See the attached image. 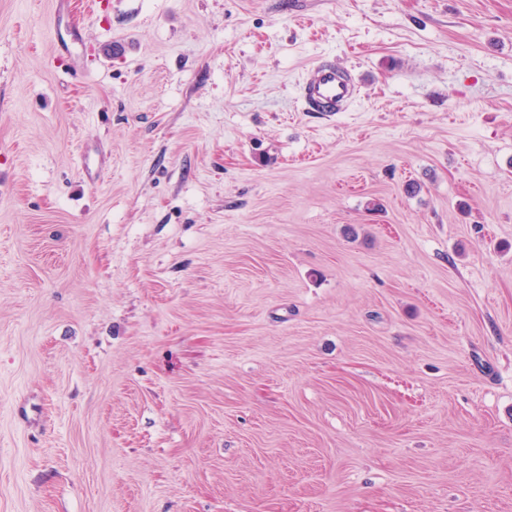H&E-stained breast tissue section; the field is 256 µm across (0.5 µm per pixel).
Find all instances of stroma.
I'll list each match as a JSON object with an SVG mask.
<instances>
[{"instance_id": "obj_1", "label": "stroma", "mask_w": 512, "mask_h": 512, "mask_svg": "<svg viewBox=\"0 0 512 512\" xmlns=\"http://www.w3.org/2000/svg\"><path fill=\"white\" fill-rule=\"evenodd\" d=\"M55 9L0 0V512H512V0ZM357 91L349 71L323 56L309 72L300 94L310 110L335 113L344 112Z\"/></svg>"}]
</instances>
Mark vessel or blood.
Here are the masks:
<instances>
[{
  "label": "vessel or blood",
  "instance_id": "vessel-or-blood-1",
  "mask_svg": "<svg viewBox=\"0 0 512 512\" xmlns=\"http://www.w3.org/2000/svg\"><path fill=\"white\" fill-rule=\"evenodd\" d=\"M300 94L310 110L345 111L357 97L349 71L328 58H320L303 83Z\"/></svg>",
  "mask_w": 512,
  "mask_h": 512
}]
</instances>
